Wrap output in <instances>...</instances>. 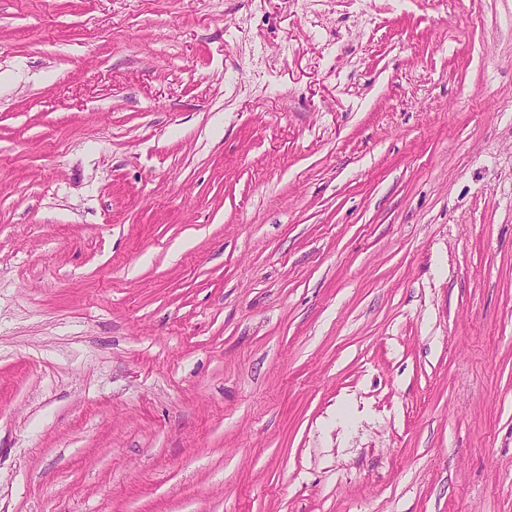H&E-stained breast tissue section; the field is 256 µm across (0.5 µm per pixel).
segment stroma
<instances>
[{
    "label": "stroma",
    "mask_w": 512,
    "mask_h": 512,
    "mask_svg": "<svg viewBox=\"0 0 512 512\" xmlns=\"http://www.w3.org/2000/svg\"><path fill=\"white\" fill-rule=\"evenodd\" d=\"M0 512H512V0H0Z\"/></svg>",
    "instance_id": "stroma-1"
}]
</instances>
